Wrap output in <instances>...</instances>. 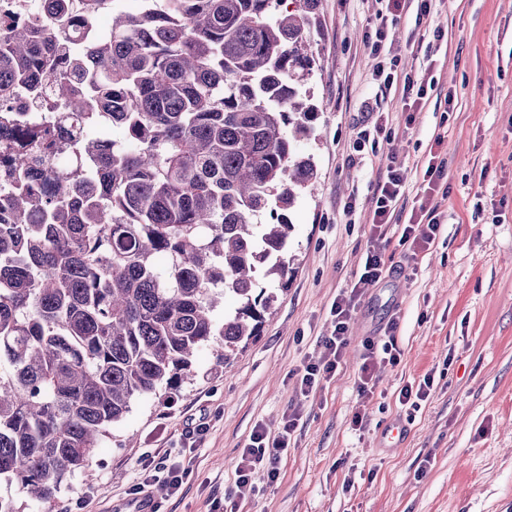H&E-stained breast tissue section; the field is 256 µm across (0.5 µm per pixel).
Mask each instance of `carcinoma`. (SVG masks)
Returning a JSON list of instances; mask_svg holds the SVG:
<instances>
[{
	"label": "carcinoma",
	"mask_w": 512,
	"mask_h": 512,
	"mask_svg": "<svg viewBox=\"0 0 512 512\" xmlns=\"http://www.w3.org/2000/svg\"><path fill=\"white\" fill-rule=\"evenodd\" d=\"M46 2L0 29V124L39 161L0 195V476L50 505L133 401L260 334L262 281L287 288L318 0H144L107 35L106 0ZM20 92L67 135L24 129Z\"/></svg>",
	"instance_id": "1"
}]
</instances>
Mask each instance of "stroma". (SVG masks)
I'll return each mask as SVG.
<instances>
[{
    "instance_id": "stroma-1",
    "label": "stroma",
    "mask_w": 512,
    "mask_h": 512,
    "mask_svg": "<svg viewBox=\"0 0 512 512\" xmlns=\"http://www.w3.org/2000/svg\"><path fill=\"white\" fill-rule=\"evenodd\" d=\"M375 10L374 0H320L307 82L319 112L307 143L318 179L291 213L293 276L259 336L221 367L200 353L194 381L174 400L136 402L89 466L66 476L58 510L82 494L81 512H123L142 455L179 445L203 417L209 430L187 479L159 502L161 512H216L254 426L277 436L296 409L277 481L258 480L241 512H512V0H437L428 18L411 12L390 29L388 55L432 83L411 115L400 92L379 93L373 81L364 39ZM375 108L387 112L390 135L354 151ZM392 142L405 188L391 234L425 196L440 230L414 257L390 245L395 271L364 287L339 370L315 396H297L299 371L334 329L333 302L363 266L369 200ZM434 154L447 162L444 193L429 192L424 179ZM351 195L357 205L347 214ZM392 320L400 361L376 366L374 397L360 401L362 344ZM427 374L426 400L400 405L402 386ZM359 410L367 414L360 432L351 428Z\"/></svg>"
}]
</instances>
